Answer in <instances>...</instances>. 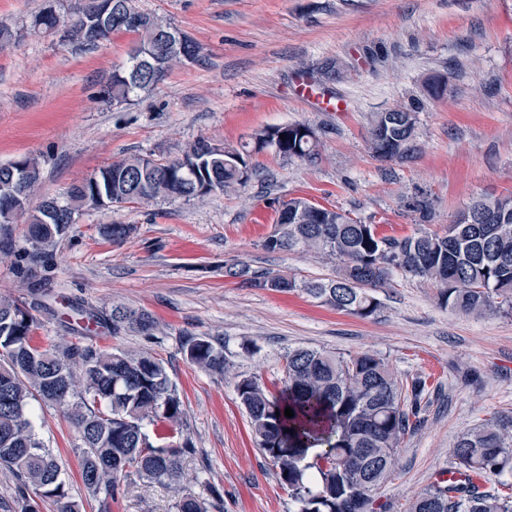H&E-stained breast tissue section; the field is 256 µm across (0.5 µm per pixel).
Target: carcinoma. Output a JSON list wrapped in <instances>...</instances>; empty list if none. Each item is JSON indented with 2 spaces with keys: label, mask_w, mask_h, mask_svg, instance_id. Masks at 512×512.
Listing matches in <instances>:
<instances>
[{
  "label": "carcinoma",
  "mask_w": 512,
  "mask_h": 512,
  "mask_svg": "<svg viewBox=\"0 0 512 512\" xmlns=\"http://www.w3.org/2000/svg\"><path fill=\"white\" fill-rule=\"evenodd\" d=\"M96 0H43L30 27L55 32V15L64 8L72 25L67 39L94 47L116 31L137 36L123 67L112 74L107 99L127 102L164 80L178 58L167 51L165 36L173 26L143 13L140 25L123 24L135 0H108L102 24L91 22ZM413 99L390 112L377 113L368 128V143L382 160L407 159L417 150V114ZM285 138H280V135ZM319 137L312 127L282 124L267 127L239 148L208 140L193 143L175 159H156L142 167L144 156L113 161L72 185L62 198H46L28 212L29 197L41 179V161L24 156L0 164V234L14 214H28L34 257L50 253L68 226L103 203L121 207L158 198L202 199L244 186L252 171L242 163L253 151L272 148L284 158L315 163ZM471 223L454 220L439 232L419 230L410 236L380 234L376 225L353 219L336 207L291 198L278 212L273 232L262 246L270 252L315 251L336 265L327 280L306 281L295 275L253 271L244 264L225 267L241 283L277 292L301 290L321 304L360 318L380 312L371 290L390 284L401 273L435 283L439 301L455 312L481 315L495 310L512 314V195L482 197L467 207ZM128 224H107L112 244L129 236ZM38 303L0 298V470L18 484L20 512H38L37 500H50L56 512H81L69 493L62 466L35 432L33 403L63 410L77 429L81 478L99 499L102 512L124 492L130 476L145 484L178 487L182 461L194 452L183 432L149 434L146 425L178 426L184 401L165 362L148 352L105 348L83 334L44 347L32 336ZM83 330L101 326L116 335L145 336L157 328L152 316L123 304L110 309L76 308ZM182 353L192 366L229 376L224 341L189 334ZM282 387L273 395L254 376H232L245 409L255 446L288 487L296 512H375V494L391 476L405 437L420 422L429 396L425 377H399L373 353L344 354L324 348L298 347L284 355ZM291 408L294 416L284 415ZM453 468L495 486L450 487L432 484L413 498L407 512H512V414L485 419L458 436ZM35 497H30L29 491ZM177 512H208L204 500L179 496Z\"/></svg>",
  "instance_id": "1"
}]
</instances>
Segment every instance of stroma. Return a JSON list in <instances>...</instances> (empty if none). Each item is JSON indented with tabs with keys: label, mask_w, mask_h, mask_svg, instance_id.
I'll return each mask as SVG.
<instances>
[{
	"label": "stroma",
	"mask_w": 512,
	"mask_h": 512,
	"mask_svg": "<svg viewBox=\"0 0 512 512\" xmlns=\"http://www.w3.org/2000/svg\"><path fill=\"white\" fill-rule=\"evenodd\" d=\"M42 0H0V21L16 32L0 49V163L44 159L30 201L58 197L112 161L179 157L197 140L235 146L266 127L315 128L320 158L309 164L266 150L252 154L246 186L198 200L160 198L79 216L38 268L40 287L19 272L33 246L25 221L0 243V296L43 303L36 340H70V304L121 303L149 312L154 336L91 328L99 345L146 350L162 358L185 402L183 431L194 455L183 486L209 512H294L286 486L256 448L232 380L184 358L186 334L223 338L232 372L280 388L284 356L297 347L371 352L409 378L429 376L433 400L418 431L405 438L398 467L376 494V512H406L409 501L450 468L463 431L512 413V316H468L441 307L435 287L402 275L377 289L380 312L363 319L319 305L301 292L278 293L226 277L243 263L308 280L335 267L313 253H270L262 242L282 202L304 197L335 206L387 235L417 231L409 205L427 200L425 228L443 231L476 198L512 194V0H136L140 11L171 23L199 46L200 60L179 64L135 101L112 104L102 92L133 47L113 33L92 50L41 34L30 16ZM343 67L321 84L327 60ZM439 74L447 92L428 98ZM316 100L301 99L300 84ZM419 99L418 151L382 161L367 130L374 113ZM344 110H335L336 102ZM133 225L119 246L103 225ZM257 351H247L249 342ZM37 431L59 459L71 495L85 512L99 504L83 488L78 433L61 409H37ZM166 485L130 477L111 512H176Z\"/></svg>",
	"instance_id": "obj_1"
}]
</instances>
